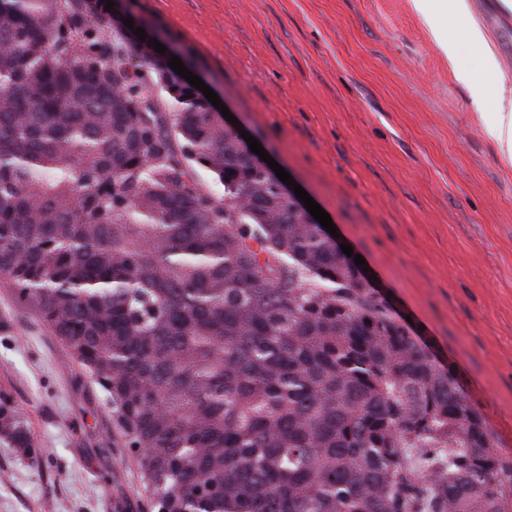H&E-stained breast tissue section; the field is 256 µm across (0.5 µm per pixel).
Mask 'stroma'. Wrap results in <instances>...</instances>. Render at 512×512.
<instances>
[{"label": "stroma", "mask_w": 512, "mask_h": 512, "mask_svg": "<svg viewBox=\"0 0 512 512\" xmlns=\"http://www.w3.org/2000/svg\"><path fill=\"white\" fill-rule=\"evenodd\" d=\"M512 83V5L468 0ZM365 258L512 461V167L411 0H120ZM0 394L41 452L0 446V512H152L101 389L0 279Z\"/></svg>", "instance_id": "1"}]
</instances>
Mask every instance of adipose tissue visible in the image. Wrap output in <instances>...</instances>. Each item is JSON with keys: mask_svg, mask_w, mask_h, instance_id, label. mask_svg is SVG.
<instances>
[{"mask_svg": "<svg viewBox=\"0 0 512 512\" xmlns=\"http://www.w3.org/2000/svg\"><path fill=\"white\" fill-rule=\"evenodd\" d=\"M432 28L441 51L475 103H487L480 113L500 160L512 165V85L495 79V57L481 26L470 18L466 0H414Z\"/></svg>", "mask_w": 512, "mask_h": 512, "instance_id": "1", "label": "adipose tissue"}]
</instances>
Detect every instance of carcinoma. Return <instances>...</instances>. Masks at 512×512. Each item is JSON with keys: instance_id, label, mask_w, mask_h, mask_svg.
<instances>
[{"instance_id": "1", "label": "carcinoma", "mask_w": 512, "mask_h": 512, "mask_svg": "<svg viewBox=\"0 0 512 512\" xmlns=\"http://www.w3.org/2000/svg\"><path fill=\"white\" fill-rule=\"evenodd\" d=\"M98 7L0 0V278L106 394L156 512H512L451 370ZM0 443L38 451L1 397Z\"/></svg>"}]
</instances>
